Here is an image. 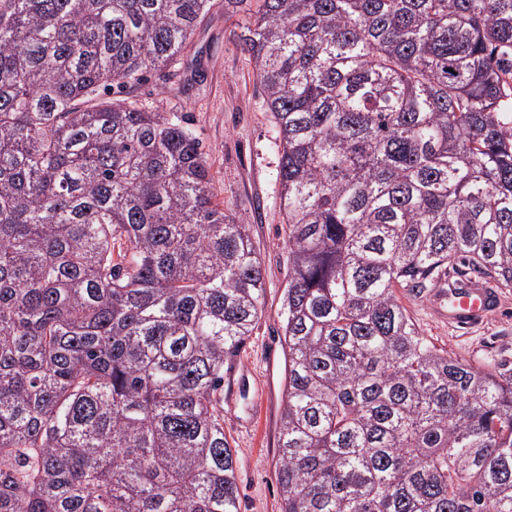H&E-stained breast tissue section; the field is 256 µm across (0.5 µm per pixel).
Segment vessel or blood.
I'll return each mask as SVG.
<instances>
[{
  "label": "vessel or blood",
  "mask_w": 512,
  "mask_h": 512,
  "mask_svg": "<svg viewBox=\"0 0 512 512\" xmlns=\"http://www.w3.org/2000/svg\"><path fill=\"white\" fill-rule=\"evenodd\" d=\"M431 304L445 315L454 328H473L497 311L501 297L487 284L464 278L448 287L434 289L428 295Z\"/></svg>",
  "instance_id": "obj_1"
}]
</instances>
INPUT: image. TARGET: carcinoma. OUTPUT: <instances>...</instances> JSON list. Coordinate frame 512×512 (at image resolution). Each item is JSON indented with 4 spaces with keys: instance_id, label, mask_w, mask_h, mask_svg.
Instances as JSON below:
<instances>
[{
    "instance_id": "obj_1",
    "label": "carcinoma",
    "mask_w": 512,
    "mask_h": 512,
    "mask_svg": "<svg viewBox=\"0 0 512 512\" xmlns=\"http://www.w3.org/2000/svg\"><path fill=\"white\" fill-rule=\"evenodd\" d=\"M214 0H0V512H239L263 312L175 79ZM277 126L282 512H512V367L400 291L512 288V0H224Z\"/></svg>"
}]
</instances>
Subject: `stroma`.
<instances>
[{"label": "stroma", "instance_id": "35a3bbf8", "mask_svg": "<svg viewBox=\"0 0 512 512\" xmlns=\"http://www.w3.org/2000/svg\"><path fill=\"white\" fill-rule=\"evenodd\" d=\"M245 14L228 17L224 0L199 25L176 83L149 81L139 100L188 113L208 154L212 192L225 212L250 226L265 280L263 313L246 344L224 371V434L237 453L239 512H281L277 440L284 408L281 306L288 278L280 230L279 156L275 123L254 68L237 44ZM502 304L472 329L449 328L426 299L403 296L419 331L437 348L477 365L512 366V288Z\"/></svg>", "mask_w": 512, "mask_h": 512}]
</instances>
